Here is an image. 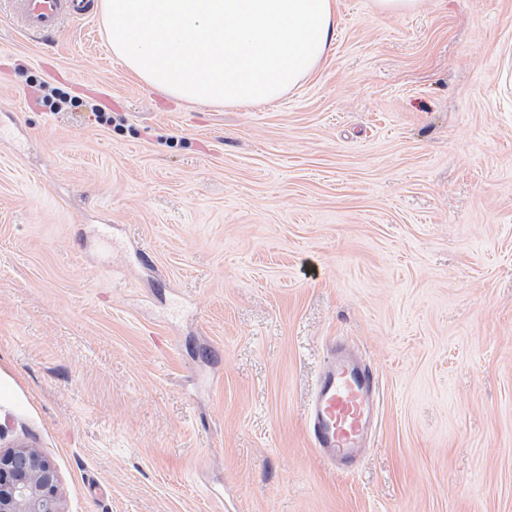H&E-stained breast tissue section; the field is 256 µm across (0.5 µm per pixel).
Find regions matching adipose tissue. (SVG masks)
Instances as JSON below:
<instances>
[{"label": "adipose tissue", "mask_w": 512, "mask_h": 512, "mask_svg": "<svg viewBox=\"0 0 512 512\" xmlns=\"http://www.w3.org/2000/svg\"><path fill=\"white\" fill-rule=\"evenodd\" d=\"M101 8L112 53L187 102L275 101L336 39V0H102Z\"/></svg>", "instance_id": "obj_1"}]
</instances>
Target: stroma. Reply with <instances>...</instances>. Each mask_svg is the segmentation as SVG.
<instances>
[{"label":"stroma","mask_w":512,"mask_h":512,"mask_svg":"<svg viewBox=\"0 0 512 512\" xmlns=\"http://www.w3.org/2000/svg\"><path fill=\"white\" fill-rule=\"evenodd\" d=\"M336 19L224 108L0 0V449L66 512H512V0ZM335 343L378 380L345 471L306 428Z\"/></svg>","instance_id":"obj_1"}]
</instances>
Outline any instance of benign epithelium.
<instances>
[{"label":"benign epithelium","instance_id":"obj_1","mask_svg":"<svg viewBox=\"0 0 512 512\" xmlns=\"http://www.w3.org/2000/svg\"><path fill=\"white\" fill-rule=\"evenodd\" d=\"M56 468L28 448L0 452V512H65Z\"/></svg>","mask_w":512,"mask_h":512}]
</instances>
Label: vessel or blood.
Instances as JSON below:
<instances>
[{
	"label": "vessel or blood",
	"mask_w": 512,
	"mask_h": 512,
	"mask_svg": "<svg viewBox=\"0 0 512 512\" xmlns=\"http://www.w3.org/2000/svg\"><path fill=\"white\" fill-rule=\"evenodd\" d=\"M17 26L28 34L53 35L65 22L90 18L95 0H8ZM377 382L353 356L332 351L317 378L307 415L312 445L335 467L361 448L375 419Z\"/></svg>",
	"instance_id": "obj_1"
}]
</instances>
